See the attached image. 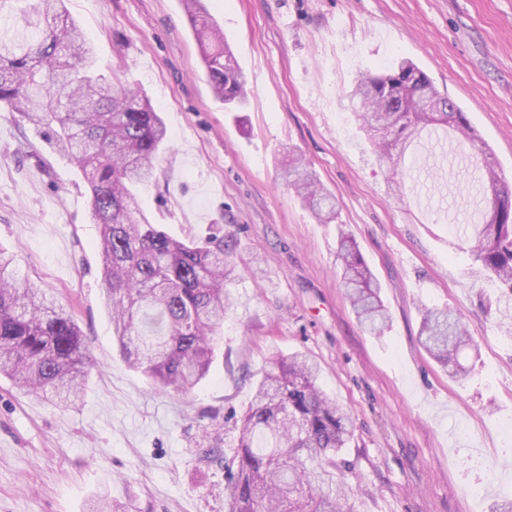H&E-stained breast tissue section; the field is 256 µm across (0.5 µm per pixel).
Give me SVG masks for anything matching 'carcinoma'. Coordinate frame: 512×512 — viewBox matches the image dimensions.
<instances>
[{
    "instance_id": "obj_1",
    "label": "carcinoma",
    "mask_w": 512,
    "mask_h": 512,
    "mask_svg": "<svg viewBox=\"0 0 512 512\" xmlns=\"http://www.w3.org/2000/svg\"><path fill=\"white\" fill-rule=\"evenodd\" d=\"M66 2L29 0L23 11L26 35L0 26V106L48 129L54 144L84 172L100 226L103 303L120 354L160 390L184 395L201 384L216 360L231 302L227 284L236 266L224 240L173 237L139 208L135 189L151 179L167 129L149 100L115 72L99 70L94 47ZM196 38L216 96L230 112L242 108L246 78L224 62L223 30L206 24ZM348 97L361 129L395 175L410 143L433 125L449 128L459 143L483 154L466 113L409 59L359 81ZM423 98L440 111H421ZM471 174L479 189L497 191L500 206L492 215L477 202L482 222L465 225V236L479 270L512 294V185L479 161ZM285 180L318 220L330 218L336 197L305 166L289 167ZM338 255L360 326L381 335L389 318L380 285L345 233ZM419 336L437 361L466 372L459 355L472 338L457 314L425 310ZM94 365L73 315L22 275L14 257L0 248V376L67 410L82 399ZM318 375L316 362L294 353L276 359L256 382L239 419L236 452L224 460L228 512H345L350 487L336 475V455L353 437V420L319 388Z\"/></svg>"
}]
</instances>
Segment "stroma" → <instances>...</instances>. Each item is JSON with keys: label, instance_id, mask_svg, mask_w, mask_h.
Here are the masks:
<instances>
[{"label": "stroma", "instance_id": "stroma-1", "mask_svg": "<svg viewBox=\"0 0 512 512\" xmlns=\"http://www.w3.org/2000/svg\"><path fill=\"white\" fill-rule=\"evenodd\" d=\"M248 78L224 109L182 0H68L102 69L146 96L171 147L138 189L152 223L214 234L233 249L219 354L192 393L154 389L120 357L83 173L42 129L0 107V247L73 312L98 367L61 411L0 379V512H86L103 491L133 512H228L221 466L255 374L303 352L322 390L352 416L349 512H490L512 499V294L479 274L453 227L473 213L464 150L429 133L403 199L345 93L411 59L466 113L512 180V0H204ZM444 147H437V139ZM301 158L335 195L320 224L282 178ZM351 235L381 285L390 322L363 333L345 295L337 243ZM467 326L465 375L419 342L424 309ZM218 418H211V411Z\"/></svg>", "mask_w": 512, "mask_h": 512}]
</instances>
